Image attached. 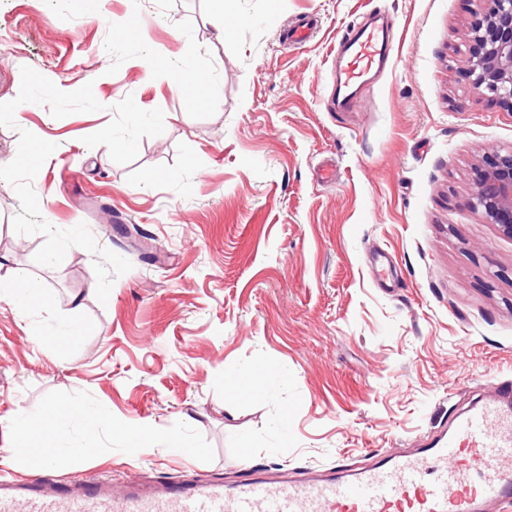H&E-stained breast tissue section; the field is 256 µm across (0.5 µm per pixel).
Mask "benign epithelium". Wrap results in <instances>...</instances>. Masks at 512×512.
<instances>
[{
    "instance_id": "7a95c632",
    "label": "benign epithelium",
    "mask_w": 512,
    "mask_h": 512,
    "mask_svg": "<svg viewBox=\"0 0 512 512\" xmlns=\"http://www.w3.org/2000/svg\"><path fill=\"white\" fill-rule=\"evenodd\" d=\"M482 25L472 34L469 74L512 110V0H489ZM472 206L488 224L512 236V151L497 153L481 175Z\"/></svg>"
}]
</instances>
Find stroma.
Wrapping results in <instances>:
<instances>
[{"label":"stroma","mask_w":512,"mask_h":512,"mask_svg":"<svg viewBox=\"0 0 512 512\" xmlns=\"http://www.w3.org/2000/svg\"><path fill=\"white\" fill-rule=\"evenodd\" d=\"M228 5L222 38L213 0H0V282L46 290L0 301V417L85 412L0 475L300 481L415 451L512 381V237L470 205L512 150L467 75L488 0ZM374 16L392 61L340 108L336 48ZM0 288V300H8L20 312H26L44 297V291L39 284L23 272H17L10 283H1Z\"/></svg>","instance_id":"1"}]
</instances>
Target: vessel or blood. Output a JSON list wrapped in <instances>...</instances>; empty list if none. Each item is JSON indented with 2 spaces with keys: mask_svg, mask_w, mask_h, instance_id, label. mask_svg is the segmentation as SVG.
Here are the masks:
<instances>
[{
  "mask_svg": "<svg viewBox=\"0 0 512 512\" xmlns=\"http://www.w3.org/2000/svg\"><path fill=\"white\" fill-rule=\"evenodd\" d=\"M388 24L355 27L339 48L344 90L390 61ZM512 500V383L459 418L436 447L374 464L348 479L270 483L247 472L231 485L188 479L150 492L131 483L39 474L0 477V512H488Z\"/></svg>",
  "mask_w": 512,
  "mask_h": 512,
  "instance_id": "vessel-or-blood-1",
  "label": "vessel or blood"
}]
</instances>
